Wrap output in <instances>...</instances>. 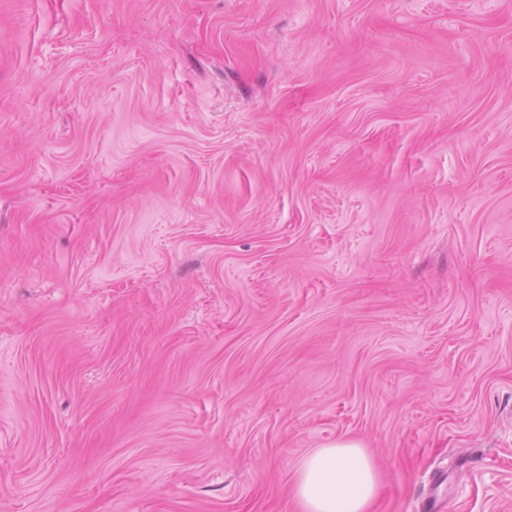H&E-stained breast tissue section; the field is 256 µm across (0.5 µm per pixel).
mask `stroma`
I'll return each instance as SVG.
<instances>
[{
  "mask_svg": "<svg viewBox=\"0 0 512 512\" xmlns=\"http://www.w3.org/2000/svg\"><path fill=\"white\" fill-rule=\"evenodd\" d=\"M512 512V0H0V512ZM378 485V473L361 445L341 441L303 459L295 492L304 512H369Z\"/></svg>",
  "mask_w": 512,
  "mask_h": 512,
  "instance_id": "stroma-1",
  "label": "stroma"
}]
</instances>
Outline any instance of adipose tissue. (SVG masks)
I'll return each mask as SVG.
<instances>
[{
    "label": "adipose tissue",
    "mask_w": 512,
    "mask_h": 512,
    "mask_svg": "<svg viewBox=\"0 0 512 512\" xmlns=\"http://www.w3.org/2000/svg\"><path fill=\"white\" fill-rule=\"evenodd\" d=\"M378 485V473L361 445L341 441L303 459L295 492L304 512H368Z\"/></svg>",
    "instance_id": "adipose-tissue-1"
}]
</instances>
